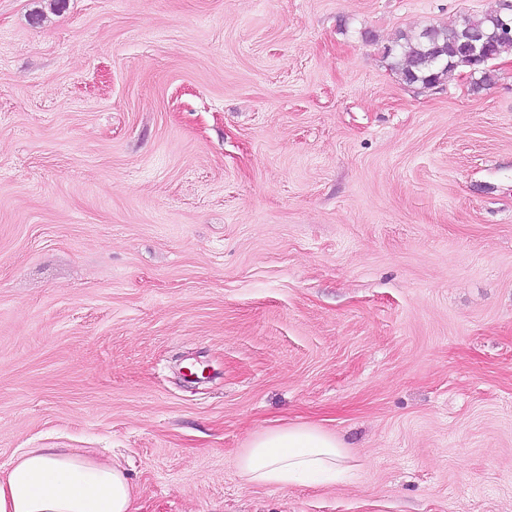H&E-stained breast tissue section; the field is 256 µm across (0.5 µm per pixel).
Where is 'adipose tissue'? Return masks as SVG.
Masks as SVG:
<instances>
[{
    "label": "adipose tissue",
    "mask_w": 512,
    "mask_h": 512,
    "mask_svg": "<svg viewBox=\"0 0 512 512\" xmlns=\"http://www.w3.org/2000/svg\"><path fill=\"white\" fill-rule=\"evenodd\" d=\"M237 466L255 486L329 481L348 468L336 438L306 424L255 436ZM135 500L119 462L85 452L29 448L0 469V512H137Z\"/></svg>",
    "instance_id": "obj_1"
}]
</instances>
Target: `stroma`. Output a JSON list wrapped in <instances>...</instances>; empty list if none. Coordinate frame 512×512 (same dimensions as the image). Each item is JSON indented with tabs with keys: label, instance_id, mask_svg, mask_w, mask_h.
I'll use <instances>...</instances> for the list:
<instances>
[{
	"label": "stroma",
	"instance_id": "obj_1",
	"mask_svg": "<svg viewBox=\"0 0 512 512\" xmlns=\"http://www.w3.org/2000/svg\"><path fill=\"white\" fill-rule=\"evenodd\" d=\"M511 1L0 0V468L78 448L138 512H512V56L423 88L385 54ZM292 424L352 468L246 484Z\"/></svg>",
	"mask_w": 512,
	"mask_h": 512
}]
</instances>
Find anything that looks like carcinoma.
<instances>
[{"label":"carcinoma","instance_id":"obj_1","mask_svg":"<svg viewBox=\"0 0 512 512\" xmlns=\"http://www.w3.org/2000/svg\"><path fill=\"white\" fill-rule=\"evenodd\" d=\"M467 30L493 35L490 54L496 59L512 52V28H503L499 15L463 16L450 26H429L414 35H401L387 50L391 69L403 83L427 88L445 82L459 68L481 74L482 83L489 81L490 61H476L460 49Z\"/></svg>","mask_w":512,"mask_h":512}]
</instances>
